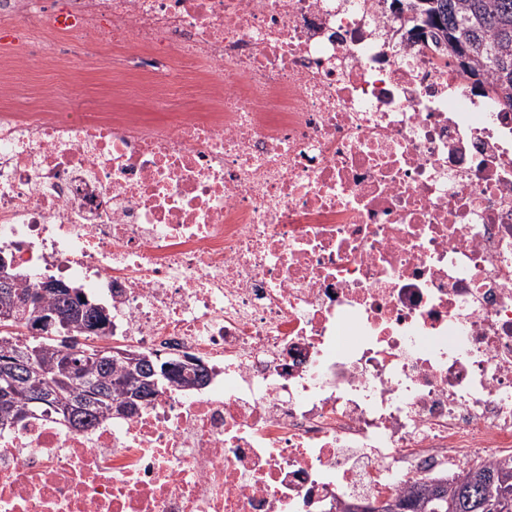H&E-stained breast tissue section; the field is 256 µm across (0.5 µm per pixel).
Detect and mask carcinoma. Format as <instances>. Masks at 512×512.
I'll return each instance as SVG.
<instances>
[{
	"mask_svg": "<svg viewBox=\"0 0 512 512\" xmlns=\"http://www.w3.org/2000/svg\"><path fill=\"white\" fill-rule=\"evenodd\" d=\"M429 27L455 39L460 47L476 54L475 64L483 69L484 83L498 96L512 101V0H431ZM471 22L460 31L457 23L462 14ZM37 282L22 279L13 286V292L0 293V313H10L13 319H0V351L8 349L29 358L34 372L20 378L0 394V425L23 421L32 415L58 416L56 408L70 405L78 409L77 419L68 423L75 428L91 426L99 417L112 413V408L127 399L130 359L112 354L104 361L96 360L98 347L88 343L92 335L85 334L87 342L80 344L81 354L74 358L84 382L73 380V367L65 358L67 324H57L45 336L11 335L9 327L29 329L34 308H26L25 294ZM69 305L86 321L96 317L105 305L89 298L83 288L74 289L70 298L49 293L40 300L43 309ZM158 368L168 364L175 368L173 378H159L158 387L176 383L182 387L199 386L207 378L204 367L198 363L157 360ZM51 379L53 387L46 390L44 403H30L31 393ZM381 512H512V459L491 465H479L462 470L446 483L415 484L410 491L386 502Z\"/></svg>",
	"mask_w": 512,
	"mask_h": 512,
	"instance_id": "carcinoma-1",
	"label": "carcinoma"
}]
</instances>
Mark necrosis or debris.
<instances>
[{
	"label": "necrosis or debris",
	"instance_id": "obj_1",
	"mask_svg": "<svg viewBox=\"0 0 512 512\" xmlns=\"http://www.w3.org/2000/svg\"><path fill=\"white\" fill-rule=\"evenodd\" d=\"M0 248L205 385L0 427V512H339L512 456V113L383 0H0ZM51 41L25 38L30 27ZM104 44L148 112L21 111ZM193 89L192 109L171 111Z\"/></svg>",
	"mask_w": 512,
	"mask_h": 512
}]
</instances>
